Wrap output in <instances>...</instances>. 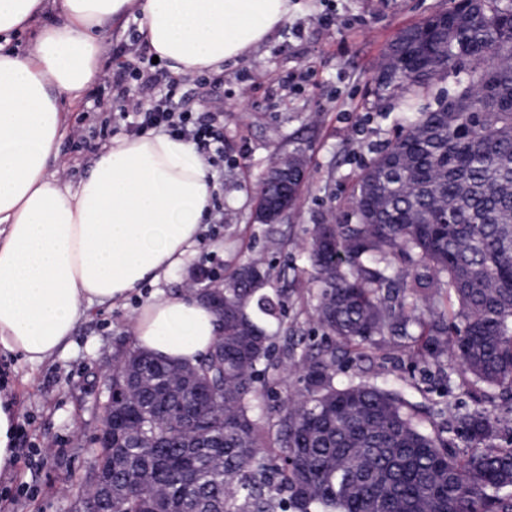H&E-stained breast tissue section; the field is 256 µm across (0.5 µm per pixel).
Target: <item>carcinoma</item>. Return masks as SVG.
<instances>
[{"mask_svg":"<svg viewBox=\"0 0 512 512\" xmlns=\"http://www.w3.org/2000/svg\"><path fill=\"white\" fill-rule=\"evenodd\" d=\"M503 0H467L390 44L412 87L463 72L451 104L409 112L359 176L354 224H318L307 247L315 317L331 350L289 353L303 387L263 400L271 326L285 301L260 259L224 278L218 336L194 364L123 347L112 433L86 497L102 512H512V24ZM447 279L458 300L434 309ZM419 329L427 365L493 390L426 428L396 392L336 383V350L362 356ZM452 432L460 439L444 436Z\"/></svg>","mask_w":512,"mask_h":512,"instance_id":"obj_1","label":"carcinoma"}]
</instances>
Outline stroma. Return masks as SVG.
Masks as SVG:
<instances>
[{
  "mask_svg": "<svg viewBox=\"0 0 512 512\" xmlns=\"http://www.w3.org/2000/svg\"><path fill=\"white\" fill-rule=\"evenodd\" d=\"M292 17L254 55L225 66L220 85H197L195 100L224 104V168L216 172L213 206L220 224L205 225L186 266L160 284H145L125 304L92 307L80 321L71 347L39 367L0 353L20 409L13 475L0 479V512H74L99 449L97 427L106 410L104 379L143 298L188 290L189 270L199 267L214 281L241 261L260 257L273 287L288 296L282 324L304 336L305 346H327L315 321L317 291L298 282L308 266L304 248L315 225L352 224V196L362 168L391 142L402 116L396 99H377L373 77L398 32L451 0H297ZM333 17L324 26V14ZM131 21L99 32L100 63L118 67L131 45ZM119 90L97 82L79 101L63 100L68 123L60 141L63 178L78 183L103 145L100 123ZM304 154L306 178L300 200L282 223H257L260 177L271 157ZM374 378L424 412L426 425L442 410L472 407L463 375L442 373L419 362L410 340L384 335L364 357L336 362L338 382Z\"/></svg>",
  "mask_w": 512,
  "mask_h": 512,
  "instance_id": "1",
  "label": "stroma"
}]
</instances>
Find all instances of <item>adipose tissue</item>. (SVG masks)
I'll use <instances>...</instances> for the list:
<instances>
[{
    "mask_svg": "<svg viewBox=\"0 0 512 512\" xmlns=\"http://www.w3.org/2000/svg\"><path fill=\"white\" fill-rule=\"evenodd\" d=\"M294 8L293 0H0L1 350L42 364L70 347L91 306L119 304L185 264L218 189L194 143L154 131L113 137L79 184L60 177L59 98L79 99L97 80V29L139 17L150 53L184 77L250 56ZM35 23L32 50L5 45ZM131 330L137 347L193 362L219 327L211 306L186 290L151 296ZM19 422L10 386L0 387V475L16 464Z\"/></svg>",
    "mask_w": 512,
    "mask_h": 512,
    "instance_id": "obj_1",
    "label": "adipose tissue"
}]
</instances>
